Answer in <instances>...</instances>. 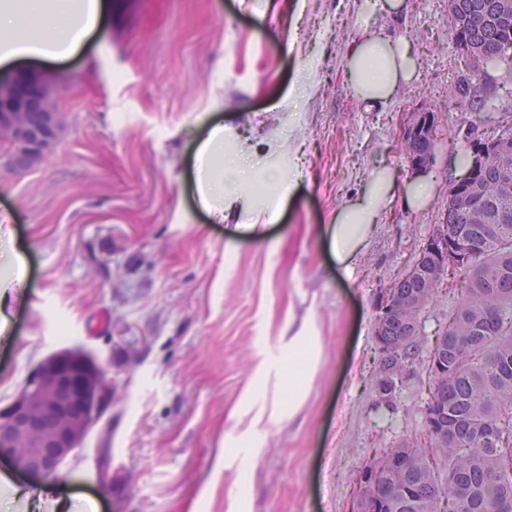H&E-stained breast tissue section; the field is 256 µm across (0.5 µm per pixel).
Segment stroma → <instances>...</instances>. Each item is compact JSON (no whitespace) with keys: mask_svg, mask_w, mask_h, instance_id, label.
<instances>
[{"mask_svg":"<svg viewBox=\"0 0 512 512\" xmlns=\"http://www.w3.org/2000/svg\"><path fill=\"white\" fill-rule=\"evenodd\" d=\"M363 0H112L110 21L65 60L20 61L62 115L57 145L36 167L0 163V278L23 261L26 288L0 336V407L50 354L80 347L104 368L112 406L59 470L75 512H350L379 440L421 433L423 377L395 413L372 405L373 329L381 296L448 208L469 127L492 130L512 84L481 111L454 96L472 77L451 31L448 0H405L359 24ZM406 36L416 78L368 111L343 57L363 31ZM440 127L428 207L386 211L361 269L345 279L327 227L365 176L411 170L400 149L410 112ZM223 122L225 148L249 137L255 166L299 164L277 224L257 240L210 223L197 204L195 145ZM314 316L323 361L292 423L260 458L216 460L230 414L259 361L258 392L285 396L279 363L289 320ZM108 450L112 477L100 481Z\"/></svg>","mask_w":512,"mask_h":512,"instance_id":"35a3bbf8","label":"stroma"}]
</instances>
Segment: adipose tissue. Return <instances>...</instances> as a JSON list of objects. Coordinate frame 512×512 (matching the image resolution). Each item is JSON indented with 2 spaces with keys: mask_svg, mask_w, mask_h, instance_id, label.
Listing matches in <instances>:
<instances>
[{
  "mask_svg": "<svg viewBox=\"0 0 512 512\" xmlns=\"http://www.w3.org/2000/svg\"><path fill=\"white\" fill-rule=\"evenodd\" d=\"M110 9L109 0H0V65L21 60H64L77 53L100 31ZM416 63L406 39L382 33L362 35L345 56L348 83L367 108L387 102L416 76ZM197 202L212 222H234L236 228L260 238L275 223L291 191L293 180L276 169L264 177L274 192L257 202L242 173L251 157L247 145L224 151V128L214 126L195 149ZM433 186L423 177L402 182L394 170L374 168L355 197L347 199L327 228L329 248L345 277H354L384 211L393 203L416 211L431 201ZM288 372L292 384L284 401H260L254 387L242 394L233 412L235 444L260 456L268 432L292 418L304 406L322 361V342L313 318L289 328Z\"/></svg>",
  "mask_w": 512,
  "mask_h": 512,
  "instance_id": "1",
  "label": "adipose tissue"
}]
</instances>
